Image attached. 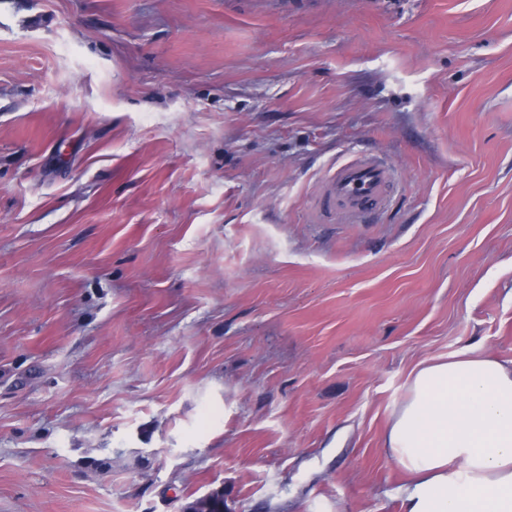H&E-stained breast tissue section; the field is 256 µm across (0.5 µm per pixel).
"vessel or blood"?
Listing matches in <instances>:
<instances>
[{"label": "vessel or blood", "instance_id": "b4317fda", "mask_svg": "<svg viewBox=\"0 0 512 512\" xmlns=\"http://www.w3.org/2000/svg\"><path fill=\"white\" fill-rule=\"evenodd\" d=\"M394 173L387 163L359 156L331 165L314 199L316 221L336 218L346 224L368 222L387 203Z\"/></svg>", "mask_w": 512, "mask_h": 512}]
</instances>
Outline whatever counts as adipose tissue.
I'll list each match as a JSON object with an SVG mask.
<instances>
[{"label": "adipose tissue", "mask_w": 512, "mask_h": 512, "mask_svg": "<svg viewBox=\"0 0 512 512\" xmlns=\"http://www.w3.org/2000/svg\"><path fill=\"white\" fill-rule=\"evenodd\" d=\"M384 446L415 476L404 512H512V362L472 348L419 366Z\"/></svg>", "instance_id": "ef3b65f1"}]
</instances>
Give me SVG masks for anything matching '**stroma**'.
<instances>
[{"instance_id": "35a3bbf8", "label": "stroma", "mask_w": 512, "mask_h": 512, "mask_svg": "<svg viewBox=\"0 0 512 512\" xmlns=\"http://www.w3.org/2000/svg\"><path fill=\"white\" fill-rule=\"evenodd\" d=\"M396 175L318 224L328 166ZM512 361V0H0V512H403L419 364Z\"/></svg>"}]
</instances>
